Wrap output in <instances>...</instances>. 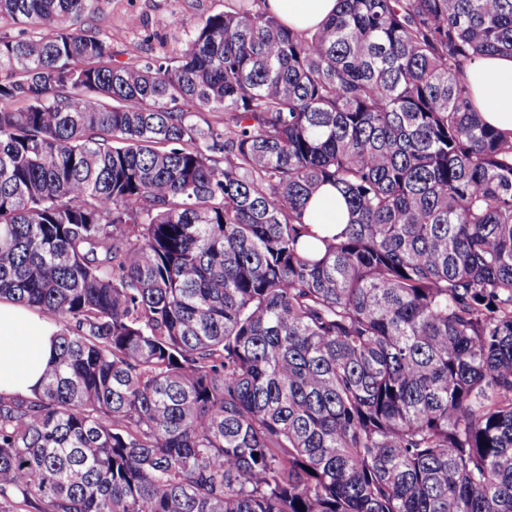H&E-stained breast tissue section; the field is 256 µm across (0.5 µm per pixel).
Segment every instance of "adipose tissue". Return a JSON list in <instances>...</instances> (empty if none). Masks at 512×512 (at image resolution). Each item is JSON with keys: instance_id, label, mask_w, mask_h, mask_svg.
Here are the masks:
<instances>
[{"instance_id": "1", "label": "adipose tissue", "mask_w": 512, "mask_h": 512, "mask_svg": "<svg viewBox=\"0 0 512 512\" xmlns=\"http://www.w3.org/2000/svg\"><path fill=\"white\" fill-rule=\"evenodd\" d=\"M338 0H268L269 9L290 29L321 26L336 11ZM480 116L488 125L512 133V57L482 56L463 66ZM308 221L322 236L339 233L348 221L343 199L332 185L314 195ZM55 327L38 312L0 300V392L31 394L39 387L55 353Z\"/></svg>"}]
</instances>
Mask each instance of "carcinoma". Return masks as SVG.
I'll return each instance as SVG.
<instances>
[{"label":"carcinoma","mask_w":512,"mask_h":512,"mask_svg":"<svg viewBox=\"0 0 512 512\" xmlns=\"http://www.w3.org/2000/svg\"><path fill=\"white\" fill-rule=\"evenodd\" d=\"M250 2L167 56L0 0V298L57 338L0 512H512V134L460 76L512 0ZM338 0H268V8L292 30L317 28L335 12ZM308 210V221L321 236L339 233L348 221L341 194L329 184L322 186L314 195Z\"/></svg>","instance_id":"carcinoma-1"}]
</instances>
